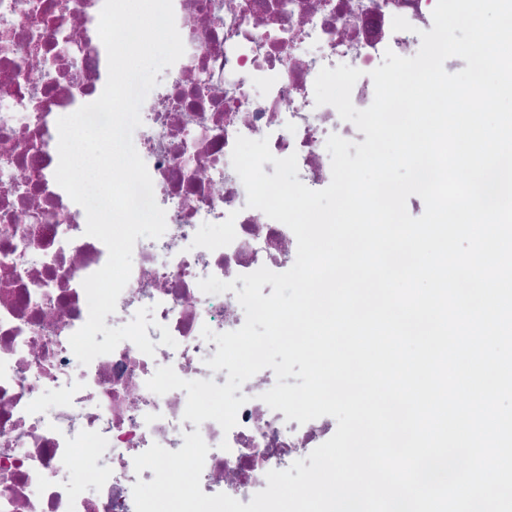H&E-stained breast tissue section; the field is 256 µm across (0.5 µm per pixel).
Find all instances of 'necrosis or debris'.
I'll return each mask as SVG.
<instances>
[{
    "instance_id": "1",
    "label": "necrosis or debris",
    "mask_w": 512,
    "mask_h": 512,
    "mask_svg": "<svg viewBox=\"0 0 512 512\" xmlns=\"http://www.w3.org/2000/svg\"><path fill=\"white\" fill-rule=\"evenodd\" d=\"M103 3L0 0V512H135L132 487L154 473H135L134 456L154 443L179 450L194 431L210 447L203 492L246 504L266 488L267 471L328 440L333 420L289 422L260 401L275 383L269 368L243 385L249 400L227 433L185 420V391L146 387L168 365L184 379L224 385L226 371L205 365L218 346L203 327L240 328V275L295 261L293 232L246 206L231 162L236 138H268L274 156L296 155L298 180L328 186V136H366L333 106L316 105L318 72L362 70L352 101L369 106L370 71L385 50L418 52L436 0H172L185 53L144 100L138 128L167 230L137 239L130 279L105 318L117 327L153 307L147 334L158 347L150 357L125 341L83 366L69 338L88 318L82 282L108 251L86 235L83 208L57 184L54 145L58 119L100 95ZM396 16L412 31L393 30ZM207 225L222 234L204 235ZM211 275L234 281V291L204 294L198 282ZM166 330L176 347L161 345Z\"/></svg>"
}]
</instances>
